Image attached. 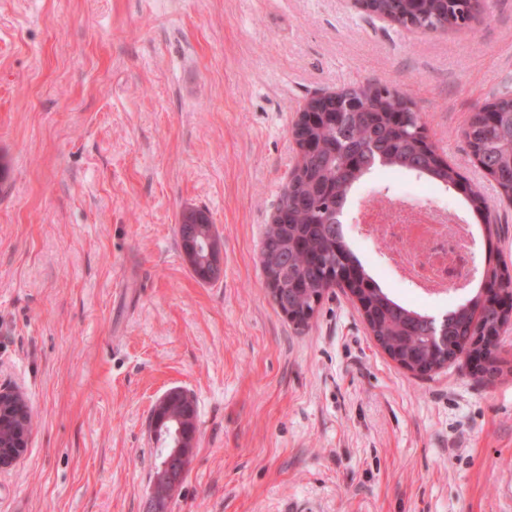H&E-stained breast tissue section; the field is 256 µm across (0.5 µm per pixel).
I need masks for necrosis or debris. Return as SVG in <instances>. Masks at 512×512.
Masks as SVG:
<instances>
[{"instance_id": "obj_1", "label": "necrosis or debris", "mask_w": 512, "mask_h": 512, "mask_svg": "<svg viewBox=\"0 0 512 512\" xmlns=\"http://www.w3.org/2000/svg\"><path fill=\"white\" fill-rule=\"evenodd\" d=\"M435 187L419 184L416 202L394 197L365 206L364 242L383 245L380 272L391 283L414 286L417 297L445 296L470 287L477 273L480 238L455 205H435Z\"/></svg>"}]
</instances>
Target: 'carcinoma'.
Segmentation results:
<instances>
[{
  "label": "carcinoma",
  "mask_w": 512,
  "mask_h": 512,
  "mask_svg": "<svg viewBox=\"0 0 512 512\" xmlns=\"http://www.w3.org/2000/svg\"><path fill=\"white\" fill-rule=\"evenodd\" d=\"M374 12L401 17L414 25H433L447 19L450 12L466 20L467 0L452 4L448 0H378ZM350 92L370 99L369 110L347 113L341 128L322 125L301 131L313 142L314 151L299 159L279 206V222L269 225L263 248L272 259L288 253L290 272L282 277V293L300 310L312 308L313 299L323 290L343 287L338 270L352 269V287L367 302L365 321L370 331L392 359L430 374L442 369L440 349L429 341L432 316L395 300L379 285L345 241L336 215L355 184L375 168L376 160L384 161L392 171L412 172L437 187L453 185L460 173L442 162L437 149L422 146L418 113L406 112L400 122H390L389 114L402 110L404 95L375 86L352 88ZM494 102L502 114L503 129L488 128L475 108L463 134L470 150L497 175V185L504 187L512 183V95ZM468 201L484 221L491 258L496 249L482 189L471 188ZM443 318L448 357L462 353L477 334L492 331L494 335L486 337L489 367L476 371V375L493 380L503 374L499 336L495 335L502 316L483 303L482 294Z\"/></svg>",
  "instance_id": "obj_1"
}]
</instances>
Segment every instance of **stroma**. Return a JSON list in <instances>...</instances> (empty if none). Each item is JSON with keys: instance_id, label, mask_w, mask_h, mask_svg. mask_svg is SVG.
<instances>
[{"instance_id": "stroma-1", "label": "stroma", "mask_w": 512, "mask_h": 512, "mask_svg": "<svg viewBox=\"0 0 512 512\" xmlns=\"http://www.w3.org/2000/svg\"><path fill=\"white\" fill-rule=\"evenodd\" d=\"M362 85L410 96L512 270V203L463 135L512 92V0L446 31L352 0H0V388L36 415L0 512H146L150 413L175 387L198 419L169 512H512V324L495 381L416 376L347 289L298 326L264 286L299 112ZM417 181L366 175L346 240ZM191 208L219 237L213 282L177 233ZM456 186H458L457 187L458 190L462 191L465 195H468L469 188H470V185L468 183H466L464 185L463 183L460 182ZM467 198H468V201H469L471 207L476 212H478V214L481 216V218L483 219L484 224L486 226L487 243H488V263L490 265L494 253L495 252L497 253V250L493 247V242H492V236H493L492 226H495V224H491L489 215L484 214V211L486 209V200H485L484 193L479 186H474L473 188H471L470 193L467 196Z\"/></svg>"}]
</instances>
